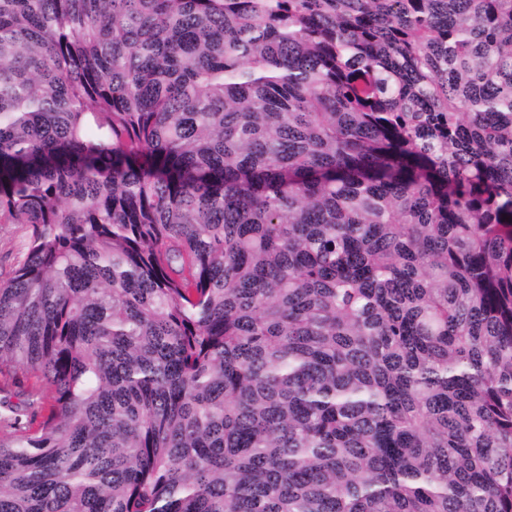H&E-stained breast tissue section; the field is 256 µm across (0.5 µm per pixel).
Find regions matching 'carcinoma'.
Returning <instances> with one entry per match:
<instances>
[{"instance_id": "1", "label": "carcinoma", "mask_w": 512, "mask_h": 512, "mask_svg": "<svg viewBox=\"0 0 512 512\" xmlns=\"http://www.w3.org/2000/svg\"><path fill=\"white\" fill-rule=\"evenodd\" d=\"M0 224V512H512V0H0ZM28 228L22 224H0V280L6 281L11 271L24 259Z\"/></svg>"}]
</instances>
